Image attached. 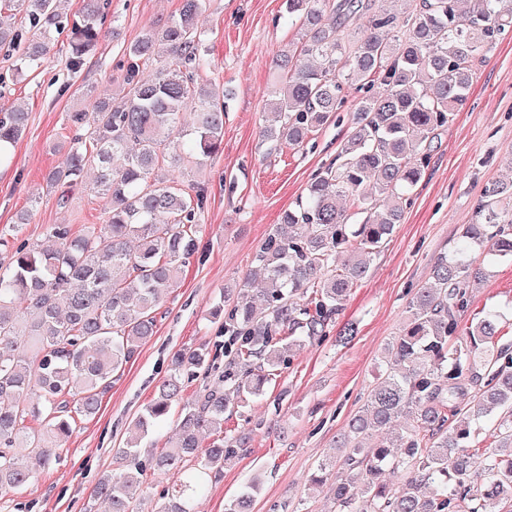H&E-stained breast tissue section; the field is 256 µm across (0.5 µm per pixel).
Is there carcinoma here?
<instances>
[{
    "instance_id": "obj_1",
    "label": "carcinoma",
    "mask_w": 512,
    "mask_h": 512,
    "mask_svg": "<svg viewBox=\"0 0 512 512\" xmlns=\"http://www.w3.org/2000/svg\"><path fill=\"white\" fill-rule=\"evenodd\" d=\"M84 2L82 20L69 29L74 69L103 36L102 0ZM67 4L0 0L1 19L18 10L32 31L26 38L0 25V45L18 50L15 73L41 65L64 29ZM205 7L206 0H182L162 29L143 30L125 49L122 88H103L90 111L69 116L86 136L73 139L66 167L48 185L64 205L86 167L95 168V188L110 203L106 223L52 224V246L20 245L0 272V490L19 491L60 460L76 419L98 412L112 376L154 335L167 295L198 253L205 191L157 170L163 161L191 170L224 142V101L199 83L211 66L198 27ZM286 11L299 38L278 62L283 78L267 103L275 123L262 128L263 140L308 143L342 111L349 82L365 90L355 127L282 216L288 231L275 229L257 253L265 287L257 300L243 282L224 317L222 384L184 398L185 376L208 371L210 351L207 343L180 351L131 421L124 470L93 490L108 512H133L149 467L172 478L155 512H197L209 482L242 446L223 436L224 414L264 396L294 347L326 338L400 223L432 143L465 106L488 47L512 28V0H287ZM361 18L364 34L349 39L345 29ZM162 53L169 61L142 78L141 66ZM26 120L19 109L0 114V144H16ZM506 194L512 186L486 187L478 222L436 258L379 382L337 440L342 455L313 477L331 482L335 512H502L512 503V339L492 311L463 323L485 276L476 258L490 265L512 256V223L498 207ZM347 199L365 207L362 223H349ZM175 407V437L143 463L142 438ZM491 418L495 447L479 448L476 431ZM207 432L217 437L206 445ZM260 488L256 476L225 512H250Z\"/></svg>"
}]
</instances>
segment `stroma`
Instances as JSON below:
<instances>
[{
	"label": "stroma",
	"mask_w": 512,
	"mask_h": 512,
	"mask_svg": "<svg viewBox=\"0 0 512 512\" xmlns=\"http://www.w3.org/2000/svg\"><path fill=\"white\" fill-rule=\"evenodd\" d=\"M179 7L180 0H109L107 34L79 70L69 65L72 49L62 35L40 68L10 77L0 88V111L20 106L28 114L11 162L0 172V239L45 244L50 225L103 222L108 202L93 189L92 175H85V188L65 206L46 177L68 159L74 135L69 114L88 108L95 87L121 81L126 46L143 29L162 27ZM199 24L213 61L203 80L224 92L222 148L188 176L207 191L196 226L199 252L166 299L155 335L113 375L98 413L78 424L59 463L23 492L0 495V512H88L98 480L120 469L117 451L127 426L153 398L173 354L219 336L214 311L229 305L243 280L261 287L256 253L352 132L361 94L349 85L342 122L323 126L307 146L262 140L274 62L297 39L285 0H206ZM509 181L512 31L488 52L466 106L435 139L401 224L352 289L339 320L355 322L357 336L344 346L331 337L294 348L264 398L225 420V430L245 443L209 484L198 512H224L256 475L262 484L254 512H332L328 490L310 489L311 474L365 404L415 288L429 280L437 256L454 249L461 226L476 223L485 187ZM470 308L495 311L503 326L512 325V258L495 263L486 283L474 289Z\"/></svg>",
	"instance_id": "35a3bbf8"
}]
</instances>
